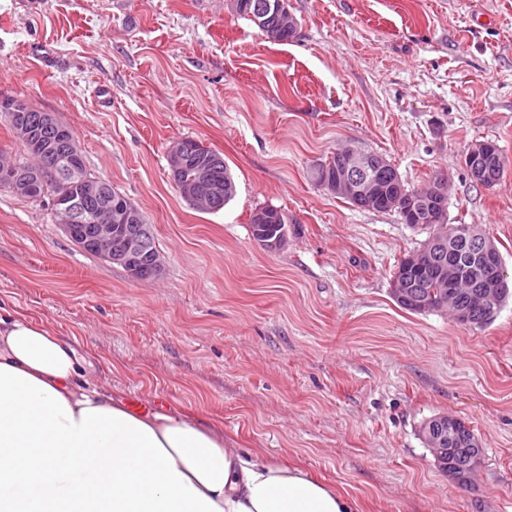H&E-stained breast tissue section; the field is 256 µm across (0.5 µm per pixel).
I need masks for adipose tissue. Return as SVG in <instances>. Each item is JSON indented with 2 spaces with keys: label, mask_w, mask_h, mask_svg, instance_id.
<instances>
[{
  "label": "adipose tissue",
  "mask_w": 512,
  "mask_h": 512,
  "mask_svg": "<svg viewBox=\"0 0 512 512\" xmlns=\"http://www.w3.org/2000/svg\"><path fill=\"white\" fill-rule=\"evenodd\" d=\"M42 322L0 315V512H358L185 411H135Z\"/></svg>",
  "instance_id": "ef3b65f1"
}]
</instances>
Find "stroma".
Instances as JSON below:
<instances>
[{
  "instance_id": "35a3bbf8",
  "label": "stroma",
  "mask_w": 512,
  "mask_h": 512,
  "mask_svg": "<svg viewBox=\"0 0 512 512\" xmlns=\"http://www.w3.org/2000/svg\"><path fill=\"white\" fill-rule=\"evenodd\" d=\"M274 42L230 0H0V95L54 113L89 171L153 224L162 270L132 278L72 243L48 203L0 190V308L49 324L103 390L221 422L361 512H512V301L482 328L391 295L426 231L359 210L310 169L347 146L414 190L450 182L447 221L491 235L512 276V0H288ZM218 152L237 186L217 213L168 176L169 145ZM495 141L497 185L469 147ZM274 207L288 243L263 249ZM450 414L484 448L452 483L419 435ZM486 142L492 147L493 152L496 154V159L492 164L487 165L484 168L482 176L478 180L471 178L476 184L492 187L501 179L504 171V158L497 143L493 141ZM486 142L475 143L467 153V156L472 163V171L476 175L481 174L482 167L479 166V162L484 163L486 156L489 154V145ZM259 213L262 214V218ZM285 225L284 215L273 207L255 209L250 218L251 235L261 246V242L275 238Z\"/></svg>"
}]
</instances>
